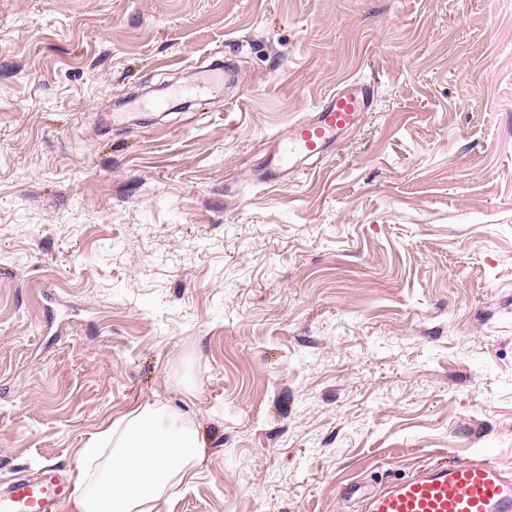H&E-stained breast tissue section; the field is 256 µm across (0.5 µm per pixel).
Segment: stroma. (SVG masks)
I'll use <instances>...</instances> for the list:
<instances>
[{
	"label": "stroma",
	"mask_w": 512,
	"mask_h": 512,
	"mask_svg": "<svg viewBox=\"0 0 512 512\" xmlns=\"http://www.w3.org/2000/svg\"><path fill=\"white\" fill-rule=\"evenodd\" d=\"M354 78L357 126L254 186ZM157 403L207 442L159 512L512 470V0H0V486ZM204 74L191 87L182 89V93L187 95H207L218 91L224 84L223 72H214Z\"/></svg>",
	"instance_id": "stroma-1"
}]
</instances>
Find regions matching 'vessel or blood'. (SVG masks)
Segmentation results:
<instances>
[{
    "instance_id": "1",
    "label": "vessel or blood",
    "mask_w": 512,
    "mask_h": 512,
    "mask_svg": "<svg viewBox=\"0 0 512 512\" xmlns=\"http://www.w3.org/2000/svg\"><path fill=\"white\" fill-rule=\"evenodd\" d=\"M369 106V88L355 79L344 81L317 112L273 137L270 150L252 168L254 182L275 185L297 171L299 160L322 156ZM338 493L358 499L361 512H512V472L489 453L429 464L377 492L348 484ZM69 494L68 482L49 467L41 478L18 480L0 492V512H59Z\"/></svg>"
}]
</instances>
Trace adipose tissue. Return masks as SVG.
Returning a JSON list of instances; mask_svg holds the SVG:
<instances>
[{
  "mask_svg": "<svg viewBox=\"0 0 512 512\" xmlns=\"http://www.w3.org/2000/svg\"><path fill=\"white\" fill-rule=\"evenodd\" d=\"M188 418L149 405L111 424L81 451L75 512H156L159 502L205 457Z\"/></svg>",
  "mask_w": 512,
  "mask_h": 512,
  "instance_id": "adipose-tissue-1",
  "label": "adipose tissue"
}]
</instances>
